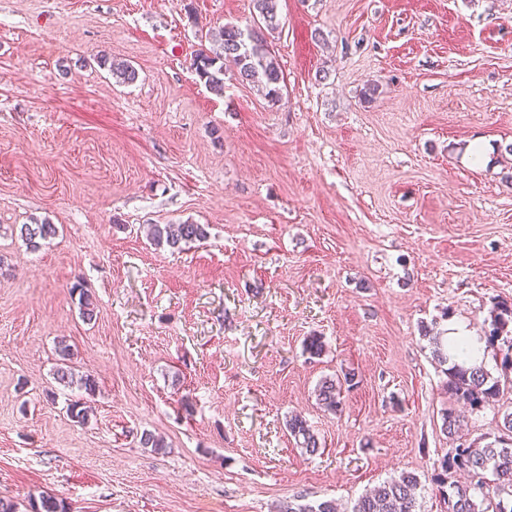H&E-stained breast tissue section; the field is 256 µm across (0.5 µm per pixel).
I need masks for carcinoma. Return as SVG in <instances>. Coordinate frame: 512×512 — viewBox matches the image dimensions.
I'll return each instance as SVG.
<instances>
[{
    "mask_svg": "<svg viewBox=\"0 0 512 512\" xmlns=\"http://www.w3.org/2000/svg\"><path fill=\"white\" fill-rule=\"evenodd\" d=\"M255 17L253 24L246 28L226 24L222 31L219 49L201 50L194 56L193 66L200 78L215 92H224V76L233 69L236 79L256 87L257 91L275 104L282 96L283 73L280 64L270 52L265 32L279 28L278 0H253ZM101 66L110 65L112 74L125 83H132L138 77L137 70L129 63L109 61L98 57ZM58 233L54 224H23L20 234L30 247H39V241L47 240ZM207 232L201 224H153L150 239L157 247L164 245L178 248L205 238ZM423 336L433 345V353L439 363L446 366L447 390L457 401L473 409L482 408L494 401L505 388L512 389V381L505 386L494 378L483 365L463 367L452 362L448 354V338L432 335L422 327ZM488 343L499 344L502 366L512 368V302L497 301L489 315ZM57 355L60 365L56 380L67 386L78 384L91 395L96 390V381L89 375L74 380V374L67 368L71 346L61 340ZM352 388L356 385L355 373H344V379L326 377L318 384L315 395L321 409L337 413L342 408V385ZM286 427L301 448L311 455L320 448L319 441L308 421L298 415L286 419ZM442 430L459 445L451 448L440 462L441 473L437 474L438 486H448L442 491L445 512H512V413L504 415L493 440L481 446L476 442L463 440L460 419L452 411L442 413ZM468 473L470 481L459 484L450 480L454 472ZM421 481L414 472H403L397 477L383 481L370 492L358 498L351 512H416V491ZM31 512H68L64 501L43 496L40 501L30 503ZM277 512H338L336 502L323 500L302 503L294 498L282 502Z\"/></svg>",
    "mask_w": 512,
    "mask_h": 512,
    "instance_id": "obj_1",
    "label": "carcinoma"
}]
</instances>
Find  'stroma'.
Masks as SVG:
<instances>
[{
	"mask_svg": "<svg viewBox=\"0 0 512 512\" xmlns=\"http://www.w3.org/2000/svg\"><path fill=\"white\" fill-rule=\"evenodd\" d=\"M250 0H0V498L71 512H275L419 475L455 409L424 324L512 301V0H279L280 102L192 60ZM130 62L117 83L98 55ZM377 86L365 100L368 86ZM494 145L486 167L473 141ZM57 225L33 249L23 224ZM205 225L156 247L151 224ZM95 304L83 321L74 284ZM323 337L310 357L304 341ZM66 340L86 395L60 385ZM355 371L343 410L323 378ZM86 400L87 424L67 404ZM321 444L299 448L285 418ZM163 438L166 451L139 443ZM57 355L59 356V361H61L59 367L56 370V380L61 384L70 386L74 383H77L80 388H83L84 391L88 395H92L96 390V381L91 375L81 376L79 380L74 381V374L68 369L66 365V361L70 359L71 356V347L66 344L65 341L61 340L58 342ZM342 383L337 378L326 377L318 384L315 395L318 405L324 411L336 414L342 408ZM286 427L290 436L307 453L313 455L318 451L320 448L319 441L306 419L298 415L288 416V419L286 418Z\"/></svg>",
	"mask_w": 512,
	"mask_h": 512,
	"instance_id": "obj_1",
	"label": "stroma"
}]
</instances>
